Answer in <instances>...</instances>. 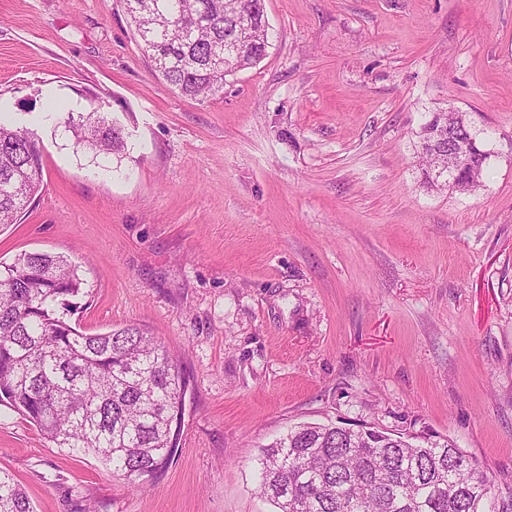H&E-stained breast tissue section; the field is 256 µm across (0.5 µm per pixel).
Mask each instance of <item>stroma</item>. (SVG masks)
I'll return each mask as SVG.
<instances>
[{"label":"stroma","instance_id":"1","mask_svg":"<svg viewBox=\"0 0 512 512\" xmlns=\"http://www.w3.org/2000/svg\"><path fill=\"white\" fill-rule=\"evenodd\" d=\"M272 46L203 100L144 54L125 0H0V110L44 186L0 260L71 257L72 322L134 324L190 379L179 449L131 485L0 406L34 512H273L254 457L303 422L448 440L512 497V0H265ZM102 104L94 172L43 107ZM464 113L483 185L429 186L428 113Z\"/></svg>","mask_w":512,"mask_h":512}]
</instances>
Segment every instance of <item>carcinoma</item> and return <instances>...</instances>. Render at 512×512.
Returning a JSON list of instances; mask_svg holds the SVG:
<instances>
[{
	"mask_svg": "<svg viewBox=\"0 0 512 512\" xmlns=\"http://www.w3.org/2000/svg\"><path fill=\"white\" fill-rule=\"evenodd\" d=\"M143 50L163 79L198 99L226 77L259 64L270 47L265 0H125ZM58 126L74 153L101 171L128 152L117 121L94 106ZM417 154L429 183L448 148L463 165L458 183L482 185L488 154L460 112H432ZM43 184L35 134L0 118V227L29 207ZM79 266L64 255L22 251L0 262V405L58 448L84 453L134 484L178 450L173 418L187 382L176 357L139 327L88 333L71 323L82 292ZM260 493L276 512H507L495 479L449 443L423 446L389 432L336 424L296 425L256 458ZM0 512H34L0 471Z\"/></svg>",
	"mask_w": 512,
	"mask_h": 512,
	"instance_id": "cac0c4a2",
	"label": "carcinoma"
}]
</instances>
